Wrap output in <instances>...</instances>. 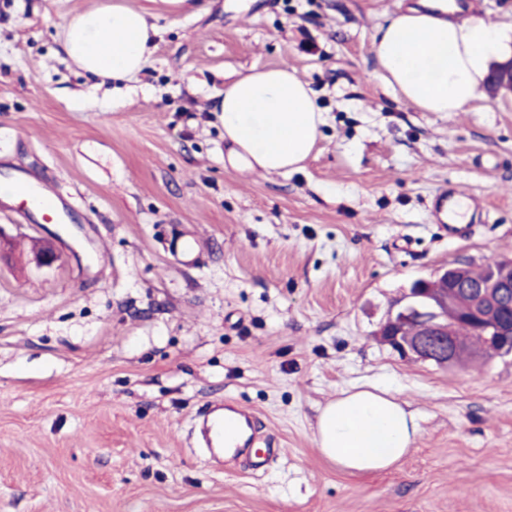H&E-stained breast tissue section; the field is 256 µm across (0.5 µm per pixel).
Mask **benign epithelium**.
<instances>
[{"mask_svg": "<svg viewBox=\"0 0 512 512\" xmlns=\"http://www.w3.org/2000/svg\"><path fill=\"white\" fill-rule=\"evenodd\" d=\"M487 91L492 96L512 92V56L491 67ZM491 272L488 282L472 283L466 280L463 267H447L436 278L449 283V291L430 287L429 279L416 280L403 299L388 311L379 336L402 357L430 361L441 367L454 366L462 344L455 333L452 311L457 297L465 296L479 306L476 313L482 333L512 337V319L498 312L483 314L486 303L497 308L512 299V259L500 261Z\"/></svg>", "mask_w": 512, "mask_h": 512, "instance_id": "benign-epithelium-1", "label": "benign epithelium"}]
</instances>
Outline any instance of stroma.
I'll return each mask as SVG.
<instances>
[{
    "label": "stroma",
    "instance_id": "stroma-1",
    "mask_svg": "<svg viewBox=\"0 0 512 512\" xmlns=\"http://www.w3.org/2000/svg\"><path fill=\"white\" fill-rule=\"evenodd\" d=\"M105 2L0 0V176L79 215L0 211V512H512V355L445 369L375 337L417 278L512 259V96L423 112L384 85L372 36L406 0H123L160 34L116 91L61 49ZM283 64L327 123L301 168L240 172L216 96ZM453 185L483 202L455 239L430 219ZM359 385L421 426L374 476L315 440ZM209 403L253 413L279 456L215 466L195 446ZM11 178L17 187L18 198L27 205L24 212L26 220L30 221L32 215L37 214L46 223L75 222L72 211L74 206L69 197L54 192L47 184L36 181L23 169H16V174L11 175Z\"/></svg>",
    "mask_w": 512,
    "mask_h": 512
}]
</instances>
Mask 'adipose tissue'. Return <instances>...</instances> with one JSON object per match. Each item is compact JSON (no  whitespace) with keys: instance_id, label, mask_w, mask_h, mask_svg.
<instances>
[{"instance_id":"ef3b65f1","label":"adipose tissue","mask_w":512,"mask_h":512,"mask_svg":"<svg viewBox=\"0 0 512 512\" xmlns=\"http://www.w3.org/2000/svg\"><path fill=\"white\" fill-rule=\"evenodd\" d=\"M158 35L148 13L113 0L80 12L62 37L66 56L90 76L120 85L147 65ZM498 29L456 17L448 0H417L388 16L373 35L379 78L424 112H463L478 98L497 52ZM229 160L265 174L298 169L326 123L312 90L288 65L226 83L214 106ZM419 420L380 386H356L321 407L315 438L325 457L350 473L392 468L415 445Z\"/></svg>"}]
</instances>
